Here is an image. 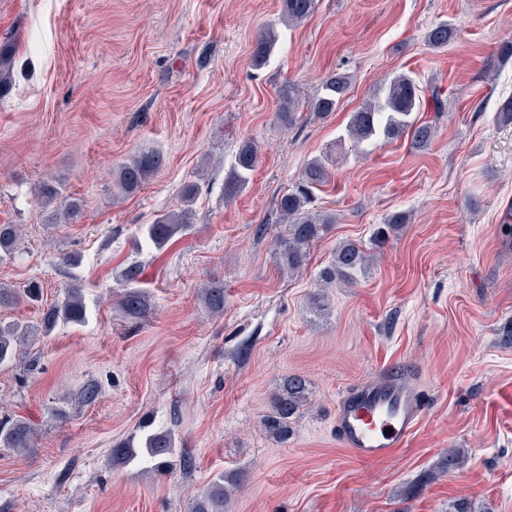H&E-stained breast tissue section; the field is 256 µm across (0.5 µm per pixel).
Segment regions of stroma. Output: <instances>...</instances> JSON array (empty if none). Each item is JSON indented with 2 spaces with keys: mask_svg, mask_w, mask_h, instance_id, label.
Listing matches in <instances>:
<instances>
[{
  "mask_svg": "<svg viewBox=\"0 0 512 512\" xmlns=\"http://www.w3.org/2000/svg\"><path fill=\"white\" fill-rule=\"evenodd\" d=\"M281 0H0V224L22 237L0 260V285L36 281L44 304L85 288V324H58L32 349L34 367H0V417H25L35 447L0 448V512H189L219 474L238 477L224 512H512V123L495 120L512 96V0H317L302 24L280 21ZM457 35L436 50L439 21ZM278 42L260 68L258 35ZM351 84L328 118L307 103L329 73ZM407 73L422 91L419 120L435 137L359 150L351 112ZM293 83L302 107L278 117ZM259 162L246 188L224 197L239 144ZM336 163L316 206L335 224L297 272L275 254L276 201L327 150ZM163 168L116 200L119 166L141 152ZM52 179L81 204L54 224L35 198ZM198 183L194 221L163 250L141 230L180 209ZM408 221L380 247L378 224ZM366 247L356 284L311 298L339 243ZM77 257L74 265L63 255ZM151 309H117L121 274ZM224 287V311L200 300ZM397 369L425 414L404 448L355 458L336 441L346 387ZM303 376L309 399L287 442L261 420L283 379ZM95 381L99 395L80 402ZM173 430L193 466L153 473L143 459L112 467L113 446ZM461 453L463 467L448 466ZM279 116L288 125H292L297 113V90L290 82L282 84L278 89Z\"/></svg>",
  "mask_w": 512,
  "mask_h": 512,
  "instance_id": "35a3bbf8",
  "label": "stroma"
}]
</instances>
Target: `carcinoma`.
I'll use <instances>...</instances> for the list:
<instances>
[{
  "instance_id": "1",
  "label": "carcinoma",
  "mask_w": 512,
  "mask_h": 512,
  "mask_svg": "<svg viewBox=\"0 0 512 512\" xmlns=\"http://www.w3.org/2000/svg\"><path fill=\"white\" fill-rule=\"evenodd\" d=\"M317 0H282L281 18L290 25L306 20L315 11ZM456 36L455 27L442 21L431 28L427 35L428 44L441 49L448 46ZM276 33L267 30L259 35L253 51V63L263 65L276 45ZM350 76L345 73H331L322 84V92L310 105V111L319 118H326L340 104L348 91ZM279 116L293 124L297 113V90L291 83H284L278 89ZM420 108V90L409 76L401 74L390 80L383 96L365 103L351 113L346 126L347 137L356 147L373 145L379 141L394 142L410 139L412 149H426L435 136L434 127L427 122L416 120ZM258 162L254 143L244 141L238 147L227 176L224 179V198H232L248 184L249 176ZM163 166V157L152 151L141 152L121 166L116 186L118 191L131 196L141 190L149 177ZM331 178L328 159L316 157L305 167L299 181L284 191L278 199L277 210L280 223L285 225L274 240L279 264L290 271L302 269L309 256L310 247L321 238L327 225L335 218L314 208V190L326 184ZM183 208L160 215L152 224L142 228L148 243L161 250L177 235L186 231L193 221L192 203L196 197V185L188 183L181 189ZM38 200L46 205H55L54 216L68 221L80 211L78 199L64 194L60 185L44 181L37 188ZM406 223L403 213L387 217L378 227L375 241L381 243ZM21 235L17 224H0V255L11 253ZM367 270V253L358 244L343 242L336 247L333 261L321 272L325 285L344 283L353 285ZM42 288L37 282H30L25 288L0 287V307L18 302H39ZM200 299L212 312L224 311V286L214 284L203 289ZM149 300L138 289L127 290L120 301L122 314L137 319L147 312ZM86 319V303L83 289L71 284L65 287L62 299L47 306L42 312L41 328L47 336L59 324H82ZM37 330L17 323L0 322V366L19 360L22 350L34 343ZM308 383L300 375L286 377L271 399V411L264 416L262 426L275 440L286 441L291 424L306 402ZM34 447V433L27 419L22 416L0 420V448H9L19 454H26ZM142 456L151 463L153 471L161 474L170 469L172 458H180L183 469L192 467V459L184 449L177 448L175 433L172 431L153 432L140 430L117 443L112 448V465L118 467ZM192 512H224V475H219L199 500L193 502Z\"/></svg>"
}]
</instances>
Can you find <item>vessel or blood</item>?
<instances>
[{"mask_svg":"<svg viewBox=\"0 0 512 512\" xmlns=\"http://www.w3.org/2000/svg\"><path fill=\"white\" fill-rule=\"evenodd\" d=\"M424 414L422 396L405 384L400 373L385 371L339 396L336 440L357 458L385 459L408 443Z\"/></svg>","mask_w":512,"mask_h":512,"instance_id":"b4317fda","label":"vessel or blood"}]
</instances>
